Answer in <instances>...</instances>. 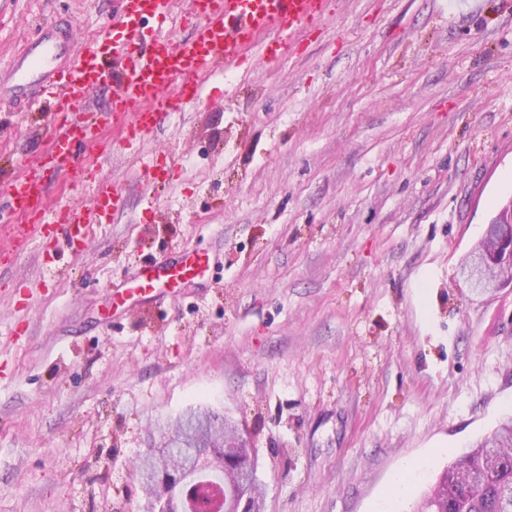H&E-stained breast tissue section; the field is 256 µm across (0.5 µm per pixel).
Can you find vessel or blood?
<instances>
[{"label": "vessel or blood", "instance_id": "vessel-or-blood-1", "mask_svg": "<svg viewBox=\"0 0 512 512\" xmlns=\"http://www.w3.org/2000/svg\"><path fill=\"white\" fill-rule=\"evenodd\" d=\"M119 5L120 35L111 44L80 48L73 28H57L0 71V79L11 84L16 110L46 107L55 116L37 166L11 184V206L26 214L28 222L0 252L1 260L34 247L51 264L76 255L94 226L121 209L120 187L105 180L90 209L44 203L45 172L79 170L76 148L97 126L91 99L100 84L113 85L112 116L125 129L122 146L127 149L197 100L201 75L232 70L248 52L255 64L270 65L265 38H275L282 51H289L331 12V0H119ZM146 18L161 22L162 28L143 46L139 23ZM175 20L194 27V36L173 41L164 26ZM217 263L204 252L180 251L140 267L130 289L146 298L173 283H192Z\"/></svg>", "mask_w": 512, "mask_h": 512}]
</instances>
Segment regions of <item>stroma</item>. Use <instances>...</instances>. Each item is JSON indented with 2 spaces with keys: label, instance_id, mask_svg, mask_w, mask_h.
<instances>
[{
  "label": "stroma",
  "instance_id": "stroma-1",
  "mask_svg": "<svg viewBox=\"0 0 512 512\" xmlns=\"http://www.w3.org/2000/svg\"><path fill=\"white\" fill-rule=\"evenodd\" d=\"M62 22L118 33L112 0H0V66ZM34 121L0 102V225L47 147ZM83 166L47 175L51 198L89 208L107 179L121 211L65 275L35 250L0 269V512H140L134 461L193 407L254 447L266 512H411L512 411V295L455 274L512 198V0H332L294 57L207 77ZM179 247L222 263L111 305Z\"/></svg>",
  "mask_w": 512,
  "mask_h": 512
}]
</instances>
